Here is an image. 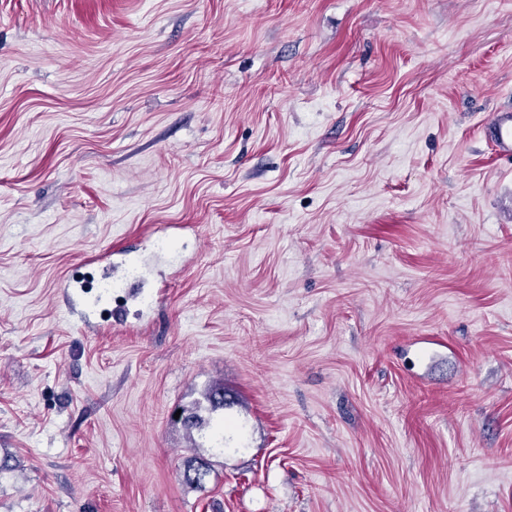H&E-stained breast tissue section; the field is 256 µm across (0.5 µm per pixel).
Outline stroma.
Listing matches in <instances>:
<instances>
[{"label":"stroma","mask_w":512,"mask_h":512,"mask_svg":"<svg viewBox=\"0 0 512 512\" xmlns=\"http://www.w3.org/2000/svg\"><path fill=\"white\" fill-rule=\"evenodd\" d=\"M511 104L512 0H0V512H512ZM498 119L489 131L501 156L512 158V109L500 110ZM224 409V386L215 385L210 387L204 394L203 400L197 401L182 414L181 422L187 431L202 430L210 424V419L203 417V412L214 413ZM210 465L200 457L187 462L182 473L183 481L189 486L201 487L210 473Z\"/></svg>","instance_id":"35a3bbf8"}]
</instances>
